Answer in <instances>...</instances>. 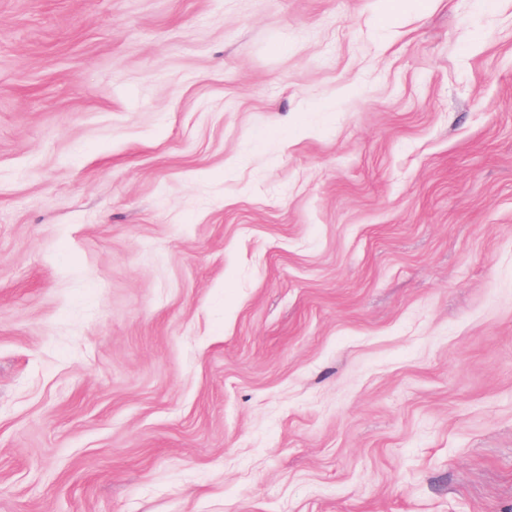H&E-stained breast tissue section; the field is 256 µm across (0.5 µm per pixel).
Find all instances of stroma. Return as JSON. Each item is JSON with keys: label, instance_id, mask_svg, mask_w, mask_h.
<instances>
[{"label": "stroma", "instance_id": "35a3bbf8", "mask_svg": "<svg viewBox=\"0 0 512 512\" xmlns=\"http://www.w3.org/2000/svg\"><path fill=\"white\" fill-rule=\"evenodd\" d=\"M0 512H512V0H0Z\"/></svg>", "mask_w": 512, "mask_h": 512}]
</instances>
